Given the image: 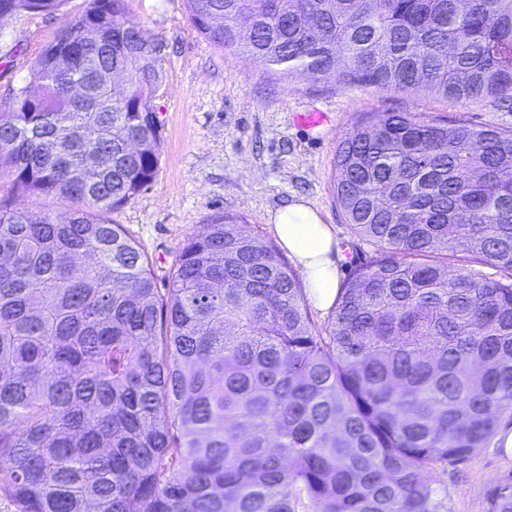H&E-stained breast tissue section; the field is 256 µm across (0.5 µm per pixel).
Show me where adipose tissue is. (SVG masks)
Segmentation results:
<instances>
[{"label": "adipose tissue", "instance_id": "obj_1", "mask_svg": "<svg viewBox=\"0 0 512 512\" xmlns=\"http://www.w3.org/2000/svg\"><path fill=\"white\" fill-rule=\"evenodd\" d=\"M269 221L271 232L302 273L311 304L331 309L339 288V249L330 225L301 199L277 208Z\"/></svg>", "mask_w": 512, "mask_h": 512}]
</instances>
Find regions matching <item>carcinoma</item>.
Instances as JSON below:
<instances>
[{"mask_svg": "<svg viewBox=\"0 0 512 512\" xmlns=\"http://www.w3.org/2000/svg\"><path fill=\"white\" fill-rule=\"evenodd\" d=\"M187 6L273 75L512 101V0ZM126 11L91 0L0 112V171L73 204L0 208V492L17 512H443L433 473L512 412V130L383 112L339 142L336 200L374 256L322 332L237 216L185 239L162 291L110 218L160 156L163 55ZM490 512H512V480Z\"/></svg>", "mask_w": 512, "mask_h": 512, "instance_id": "obj_1", "label": "carcinoma"}]
</instances>
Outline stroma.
I'll list each match as a JSON object with an SVG mask.
<instances>
[{
	"label": "stroma",
	"instance_id": "1",
	"mask_svg": "<svg viewBox=\"0 0 512 512\" xmlns=\"http://www.w3.org/2000/svg\"><path fill=\"white\" fill-rule=\"evenodd\" d=\"M88 5L65 0L55 13L0 19V111L7 110L49 41ZM127 17L165 48L154 101L161 149L154 180L113 218L151 259L161 289L169 285L183 241L204 232L214 218L244 217L246 230L270 243V214L295 199L305 200L332 227L343 256L341 276L368 262L373 251L346 223L331 187L337 145L368 113L447 116L478 128H512V103L346 87L331 75H266L260 64L200 35L186 0H128ZM314 108L327 112L325 126L308 129L296 122V114ZM1 204L45 210L59 219L70 212L68 202L19 194L5 174ZM511 478L512 457L489 444L434 475L446 492L445 512H490L493 489Z\"/></svg>",
	"mask_w": 512,
	"mask_h": 512
}]
</instances>
